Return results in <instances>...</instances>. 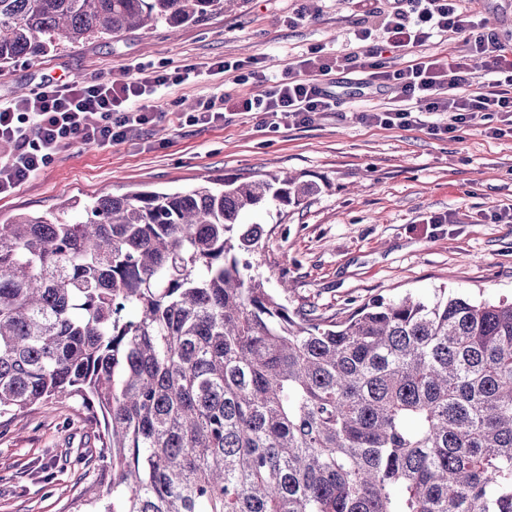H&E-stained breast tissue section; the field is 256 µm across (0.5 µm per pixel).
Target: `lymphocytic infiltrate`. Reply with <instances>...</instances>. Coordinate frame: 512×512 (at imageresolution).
<instances>
[{"label":"lymphocytic infiltrate","mask_w":512,"mask_h":512,"mask_svg":"<svg viewBox=\"0 0 512 512\" xmlns=\"http://www.w3.org/2000/svg\"><path fill=\"white\" fill-rule=\"evenodd\" d=\"M435 38H458L462 47L443 61L424 51ZM477 59L489 61L488 80H480L473 66ZM340 68L365 73L366 86L386 89L397 100V107L363 113L371 125L404 128L416 110L447 113V123L431 128L436 136L479 125L486 136L496 137L499 128L484 123L492 112L512 125V44L467 17L463 0H394L381 35L356 29L348 53L336 58L310 49L289 62L283 79L257 95L200 100L192 120L210 125L223 122L228 112H260L274 126L307 124L313 114L338 107V95L324 79ZM180 81L142 68L110 82L48 79L29 96L0 99V195L15 192L72 144L126 140L154 120L151 95Z\"/></svg>","instance_id":"f902f5d3"}]
</instances>
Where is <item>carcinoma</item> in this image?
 <instances>
[{
	"label": "carcinoma",
	"mask_w": 512,
	"mask_h": 512,
	"mask_svg": "<svg viewBox=\"0 0 512 512\" xmlns=\"http://www.w3.org/2000/svg\"><path fill=\"white\" fill-rule=\"evenodd\" d=\"M228 0H0V65ZM298 176L73 200L0 224V417L76 401L91 512H512V302L376 299L336 322L246 274Z\"/></svg>",
	"instance_id": "obj_1"
}]
</instances>
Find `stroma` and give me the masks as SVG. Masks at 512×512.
Segmentation results:
<instances>
[{
	"label": "stroma",
	"instance_id": "1",
	"mask_svg": "<svg viewBox=\"0 0 512 512\" xmlns=\"http://www.w3.org/2000/svg\"><path fill=\"white\" fill-rule=\"evenodd\" d=\"M387 7L376 0L364 14L348 0H236L199 24L63 41L0 68V99L28 95L49 75L115 80L140 65L172 73L224 59L242 62L248 74L240 82L230 73L192 75L160 89L152 123L117 144H77L59 153L17 192L0 197V222L90 196L291 172L318 192L285 209L268 201L248 217L263 230L250 273L274 292L288 281L289 309L341 321L377 298L430 300L444 289L474 301H512V223L499 219L512 212V132L492 139L466 128L451 138L433 136L429 126L448 120L437 112L416 113L407 128L367 124L362 112L392 106V96L357 94L354 74L344 71L329 77L344 105L303 126L271 128L245 112L216 125L188 120L200 99L272 86L311 47L347 53L356 21L379 29ZM466 7L512 42V0H466ZM254 70L263 82L251 78ZM98 452L80 403L35 408L21 424L0 418V512H82L84 499L107 491Z\"/></svg>",
	"mask_w": 512,
	"mask_h": 512
}]
</instances>
